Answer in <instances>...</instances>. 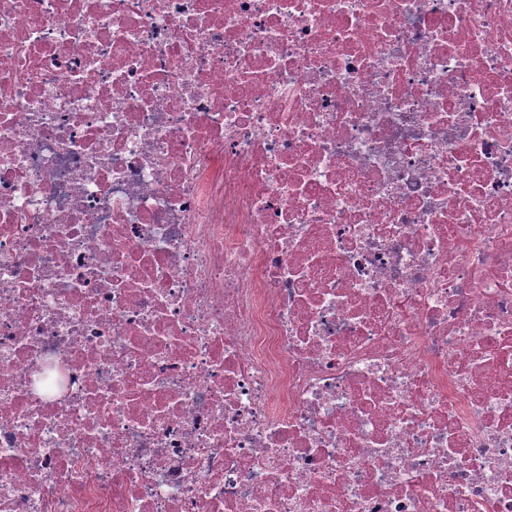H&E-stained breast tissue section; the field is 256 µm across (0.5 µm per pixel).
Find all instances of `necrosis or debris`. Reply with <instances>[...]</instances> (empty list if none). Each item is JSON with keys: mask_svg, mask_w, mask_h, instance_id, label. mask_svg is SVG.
<instances>
[{"mask_svg": "<svg viewBox=\"0 0 512 512\" xmlns=\"http://www.w3.org/2000/svg\"><path fill=\"white\" fill-rule=\"evenodd\" d=\"M0 512H512V0H0Z\"/></svg>", "mask_w": 512, "mask_h": 512, "instance_id": "1", "label": "necrosis or debris"}]
</instances>
